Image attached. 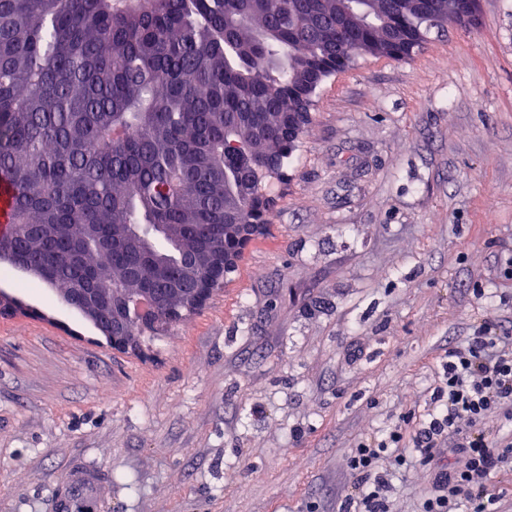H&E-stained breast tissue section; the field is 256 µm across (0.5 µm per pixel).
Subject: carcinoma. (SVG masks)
<instances>
[{"instance_id": "obj_1", "label": "carcinoma", "mask_w": 512, "mask_h": 512, "mask_svg": "<svg viewBox=\"0 0 512 512\" xmlns=\"http://www.w3.org/2000/svg\"><path fill=\"white\" fill-rule=\"evenodd\" d=\"M0 0V178L12 188L0 245L51 284L133 294L112 237L184 224L181 246L218 248L231 224H265V181L296 143L283 112L370 57L407 60L448 16L434 0ZM159 324L189 301L155 282Z\"/></svg>"}]
</instances>
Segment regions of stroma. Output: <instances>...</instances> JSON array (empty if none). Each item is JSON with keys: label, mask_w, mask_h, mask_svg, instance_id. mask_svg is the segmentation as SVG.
<instances>
[{"label": "stroma", "mask_w": 512, "mask_h": 512, "mask_svg": "<svg viewBox=\"0 0 512 512\" xmlns=\"http://www.w3.org/2000/svg\"><path fill=\"white\" fill-rule=\"evenodd\" d=\"M311 116L226 286L137 351L0 277L25 308L0 315V512H57L85 466L100 512H343L350 450L427 419L448 347L512 336V0L356 59ZM383 468L420 512L439 462Z\"/></svg>", "instance_id": "1"}]
</instances>
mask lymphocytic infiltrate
Segmentation results:
<instances>
[{
    "label": "lymphocytic infiltrate",
    "instance_id": "lymphocytic-infiltrate-1",
    "mask_svg": "<svg viewBox=\"0 0 512 512\" xmlns=\"http://www.w3.org/2000/svg\"><path fill=\"white\" fill-rule=\"evenodd\" d=\"M442 369L445 385L436 392L429 420L409 439L415 458L400 454L407 439L397 431L362 440L351 450V500L363 512H388L384 458L408 467L416 458L428 462L455 454L465 457L464 467L438 471L422 512H500V498L488 481L512 460V432H491L487 424L503 414L512 418V336L499 335L497 324L485 322L465 345L449 349Z\"/></svg>",
    "mask_w": 512,
    "mask_h": 512
}]
</instances>
